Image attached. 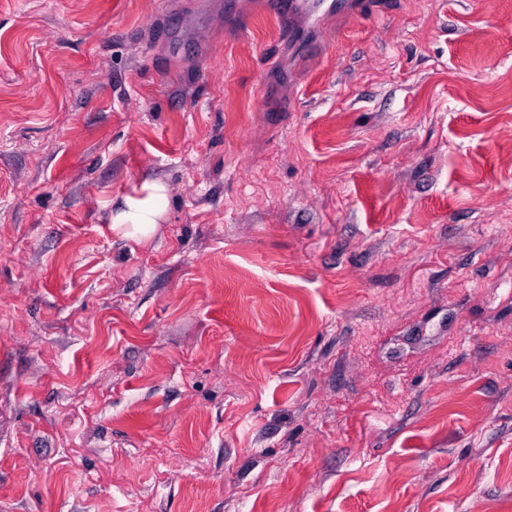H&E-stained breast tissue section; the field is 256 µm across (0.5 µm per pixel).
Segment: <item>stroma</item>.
I'll return each instance as SVG.
<instances>
[{
    "label": "stroma",
    "mask_w": 512,
    "mask_h": 512,
    "mask_svg": "<svg viewBox=\"0 0 512 512\" xmlns=\"http://www.w3.org/2000/svg\"><path fill=\"white\" fill-rule=\"evenodd\" d=\"M169 2L0 0V512H512V0ZM392 4L387 0H263L260 8L279 19L285 43L292 46L305 36L313 44V36L324 32L335 18L385 14ZM170 206L168 187L159 180L143 181L109 215L112 230L122 238L147 242Z\"/></svg>",
    "instance_id": "stroma-1"
}]
</instances>
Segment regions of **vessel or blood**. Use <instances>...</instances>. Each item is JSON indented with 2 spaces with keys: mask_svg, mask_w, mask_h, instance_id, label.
Segmentation results:
<instances>
[{
  "mask_svg": "<svg viewBox=\"0 0 512 512\" xmlns=\"http://www.w3.org/2000/svg\"><path fill=\"white\" fill-rule=\"evenodd\" d=\"M261 10L276 16L283 26L288 45L324 32L338 17L385 14L390 0H261Z\"/></svg>",
  "mask_w": 512,
  "mask_h": 512,
  "instance_id": "vessel-or-blood-1",
  "label": "vessel or blood"
}]
</instances>
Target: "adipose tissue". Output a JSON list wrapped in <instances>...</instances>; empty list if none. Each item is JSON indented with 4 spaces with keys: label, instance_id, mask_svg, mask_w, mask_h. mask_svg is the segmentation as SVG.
<instances>
[{
    "label": "adipose tissue",
    "instance_id": "1",
    "mask_svg": "<svg viewBox=\"0 0 512 512\" xmlns=\"http://www.w3.org/2000/svg\"><path fill=\"white\" fill-rule=\"evenodd\" d=\"M170 206L168 187L159 180L145 181L126 195L109 215L113 232L136 242L149 241Z\"/></svg>",
    "mask_w": 512,
    "mask_h": 512
}]
</instances>
